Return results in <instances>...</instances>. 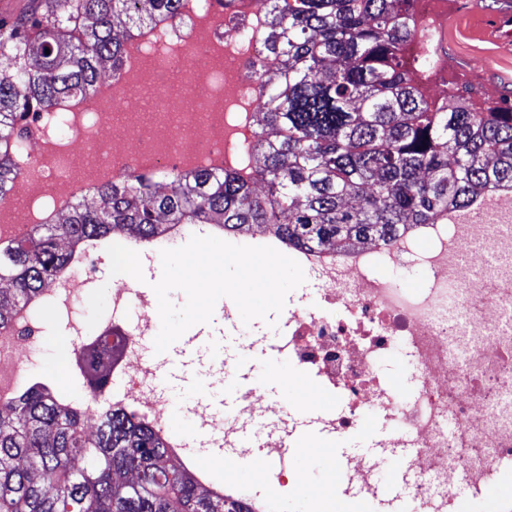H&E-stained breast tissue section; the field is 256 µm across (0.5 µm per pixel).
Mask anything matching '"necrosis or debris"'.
Listing matches in <instances>:
<instances>
[{
    "label": "necrosis or debris",
    "mask_w": 512,
    "mask_h": 512,
    "mask_svg": "<svg viewBox=\"0 0 512 512\" xmlns=\"http://www.w3.org/2000/svg\"><path fill=\"white\" fill-rule=\"evenodd\" d=\"M234 8L246 27H226L216 0H187L179 14L131 38L135 63L76 99L64 134H24L19 180L0 203V231L21 240L104 184L143 170L220 171L248 152L263 99L257 74L269 62L258 52L256 0H234ZM174 75L184 79L177 97L167 91ZM295 257L322 286L314 301L289 309L286 355L334 389L336 410L321 417L328 430L354 433L372 415L392 422L385 445L411 451L398 495L414 512H455L458 482L477 499L512 475V196L470 223L421 224L376 247L299 249ZM411 270L425 273V288L399 285V274ZM155 323L148 299L113 289L112 327L124 354L111 394L85 404L129 409L163 435L169 402L157 395L154 367L141 354ZM40 332L29 321L0 343V369L17 367L16 387L34 378ZM403 345L419 365L410 400L380 372ZM383 476L379 459L352 456L343 484L374 512H394L381 495Z\"/></svg>",
    "instance_id": "obj_1"
}]
</instances>
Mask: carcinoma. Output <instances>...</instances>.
<instances>
[{
    "mask_svg": "<svg viewBox=\"0 0 512 512\" xmlns=\"http://www.w3.org/2000/svg\"><path fill=\"white\" fill-rule=\"evenodd\" d=\"M184 0H30L0 19V202L18 177L12 159L25 117L94 91L117 72L135 31ZM414 0H260L259 53L279 58L265 87L250 154L224 171L141 174L75 201L20 241H0V330L53 307L46 285L75 248L149 241L175 224H212L239 237L276 234L293 247L385 242L415 224H446L496 193H512V103H470L452 87L427 94L400 46L416 39ZM119 344L77 346L83 385L108 382ZM0 512H251L170 463L165 441L121 408L86 433L81 408L38 379L0 400Z\"/></svg>",
    "mask_w": 512,
    "mask_h": 512,
    "instance_id": "obj_1",
    "label": "carcinoma"
}]
</instances>
